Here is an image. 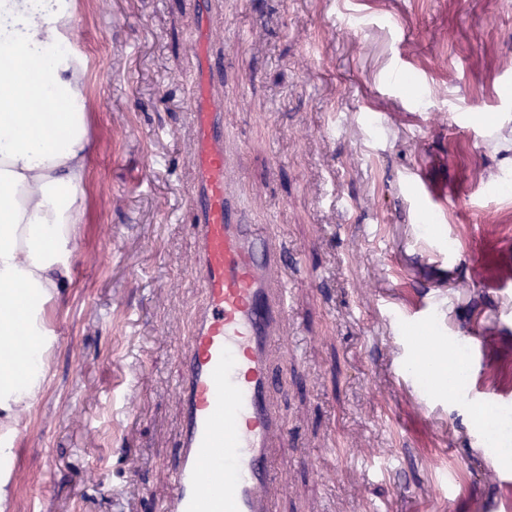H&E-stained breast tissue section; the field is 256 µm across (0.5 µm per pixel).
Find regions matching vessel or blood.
<instances>
[{
    "label": "vessel or blood",
    "instance_id": "1",
    "mask_svg": "<svg viewBox=\"0 0 512 512\" xmlns=\"http://www.w3.org/2000/svg\"><path fill=\"white\" fill-rule=\"evenodd\" d=\"M213 29L201 16L187 107L195 133L191 274L204 301L179 348V465L156 512H275L285 484L275 460L292 444L271 400L288 320L286 250L264 225L246 222L227 186L224 102L206 53Z\"/></svg>",
    "mask_w": 512,
    "mask_h": 512
}]
</instances>
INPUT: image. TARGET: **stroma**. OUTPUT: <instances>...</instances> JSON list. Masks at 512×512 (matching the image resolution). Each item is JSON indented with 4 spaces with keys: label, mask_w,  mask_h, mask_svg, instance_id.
Listing matches in <instances>:
<instances>
[{
    "label": "stroma",
    "mask_w": 512,
    "mask_h": 512,
    "mask_svg": "<svg viewBox=\"0 0 512 512\" xmlns=\"http://www.w3.org/2000/svg\"><path fill=\"white\" fill-rule=\"evenodd\" d=\"M198 0H83L87 222L7 512H154L178 458ZM228 186L288 252L279 512H498L512 472V0H205ZM464 382L412 364L425 337ZM499 435L487 436V414Z\"/></svg>",
    "instance_id": "stroma-1"
}]
</instances>
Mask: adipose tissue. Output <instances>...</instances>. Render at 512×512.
Wrapping results in <instances>:
<instances>
[{"label": "adipose tissue", "instance_id": "ef3b65f1", "mask_svg": "<svg viewBox=\"0 0 512 512\" xmlns=\"http://www.w3.org/2000/svg\"><path fill=\"white\" fill-rule=\"evenodd\" d=\"M81 0H0V466L43 390L47 307L72 282L86 217L88 64L71 47Z\"/></svg>", "mask_w": 512, "mask_h": 512}]
</instances>
